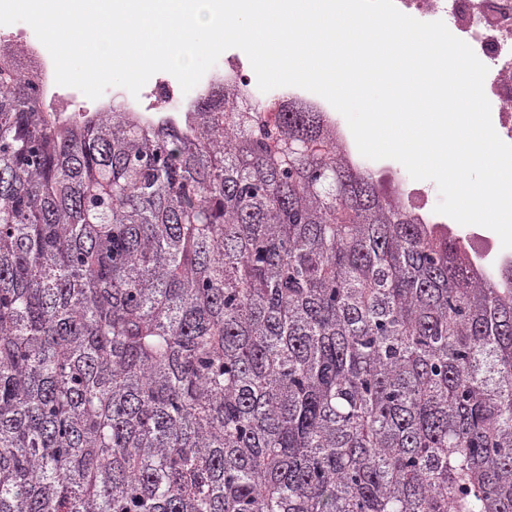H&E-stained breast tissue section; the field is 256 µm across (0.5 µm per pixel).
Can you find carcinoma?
<instances>
[{"mask_svg": "<svg viewBox=\"0 0 512 512\" xmlns=\"http://www.w3.org/2000/svg\"><path fill=\"white\" fill-rule=\"evenodd\" d=\"M0 512H512V264L296 99L48 111L3 47Z\"/></svg>", "mask_w": 512, "mask_h": 512, "instance_id": "1", "label": "carcinoma"}]
</instances>
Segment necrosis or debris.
Listing matches in <instances>:
<instances>
[{
	"instance_id": "obj_1",
	"label": "necrosis or debris",
	"mask_w": 512,
	"mask_h": 512,
	"mask_svg": "<svg viewBox=\"0 0 512 512\" xmlns=\"http://www.w3.org/2000/svg\"><path fill=\"white\" fill-rule=\"evenodd\" d=\"M399 11L423 22L443 21L448 30L466 42L487 67L486 97L495 105L493 127L498 136L512 144V0H394ZM5 44L18 55L43 100L54 101L60 91L55 81L53 59L43 44L8 34ZM171 104L165 117L184 121L193 109L189 99L175 98L167 82H156L141 96L124 101L125 108L153 118L156 104Z\"/></svg>"
}]
</instances>
